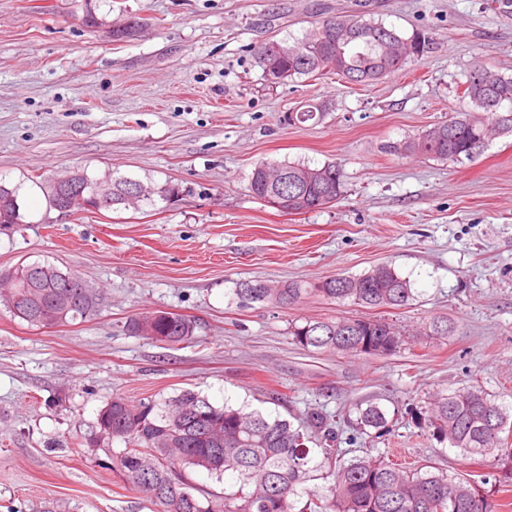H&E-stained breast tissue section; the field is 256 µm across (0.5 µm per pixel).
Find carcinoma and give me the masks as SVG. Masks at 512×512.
Wrapping results in <instances>:
<instances>
[{
  "mask_svg": "<svg viewBox=\"0 0 512 512\" xmlns=\"http://www.w3.org/2000/svg\"><path fill=\"white\" fill-rule=\"evenodd\" d=\"M144 19L131 17L112 26V41L140 36ZM431 38L423 32L409 37L381 21L344 16L338 27L322 21L293 42H272L254 51L262 71L275 72L279 81L293 77L335 73L348 82L369 85L421 58ZM463 99L472 109L403 143L388 146L397 154L435 160L459 161L478 155L496 135L512 133V77L490 68L470 73ZM312 103L288 114V122L303 124L320 116ZM87 196L109 190L112 206L140 210L164 200L169 189L116 176L100 178L79 174ZM341 166L328 163L310 167L300 163L255 164L250 177L252 194L271 204L288 203V213L303 214L338 200L343 193ZM23 222L19 188L0 185V224ZM12 294L21 319L34 326L45 310L57 314L56 325L85 321L96 314L99 298L77 274L64 273L50 264L16 268ZM319 295L339 303L351 302L370 309H395L415 299L413 282L390 264H379L360 275L338 274L322 281L266 282L245 280L236 288L243 302L291 306L307 295ZM126 330L157 342L189 343L194 339L191 319L154 312L127 321ZM295 344L320 351L364 356H390L402 344L401 334L382 317L308 321L291 331ZM356 426L365 433L389 430L386 411L376 402L356 407ZM420 415L428 431L441 444L459 450L461 456L494 453L512 472V401L479 386L439 389L428 397ZM310 424L322 432V461L311 465L313 449L304 433L278 417L269 418L243 407H217L191 389L163 401L132 404L114 398L99 412L96 428L112 426V439L124 448L112 452V463L127 483L145 494L160 512H216L210 496H198V488L181 472L199 469L218 479L236 476L238 488L224 495V512H488L487 499L462 474L432 471V466H403L381 459L342 461L332 444L338 434L334 419L319 410L307 413ZM325 468L332 477L327 493L310 489L311 472Z\"/></svg>",
  "mask_w": 512,
  "mask_h": 512,
  "instance_id": "carcinoma-1",
  "label": "carcinoma"
}]
</instances>
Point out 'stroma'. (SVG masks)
Segmentation results:
<instances>
[{
	"label": "stroma",
	"mask_w": 512,
	"mask_h": 512,
	"mask_svg": "<svg viewBox=\"0 0 512 512\" xmlns=\"http://www.w3.org/2000/svg\"><path fill=\"white\" fill-rule=\"evenodd\" d=\"M97 30L84 24L87 13ZM357 14L433 45L413 72L372 85L328 74L268 84L252 49ZM150 19L115 42L113 22ZM512 76V16L492 0H0V185L19 187L22 223L0 230V268L49 263L102 296L92 319L35 327L0 304V512H157L112 466L120 441L89 443L115 397L164 400L191 389L305 426L334 415L345 458L430 462L474 485L494 455L463 458L422 433L436 389L512 390V134L471 161L391 154L464 110L476 66ZM320 104L319 121L288 113ZM260 161L335 163L333 204L283 214L253 196ZM111 171L169 188L140 211L66 215L48 182ZM391 264L416 297L382 310L404 343L387 357L293 344L292 324L365 315L309 295L246 304L245 280L316 282ZM157 311L195 322L168 346L126 331ZM449 336L429 335L434 319ZM378 400L390 433H360L355 405Z\"/></svg>",
	"instance_id": "35a3bbf8"
}]
</instances>
